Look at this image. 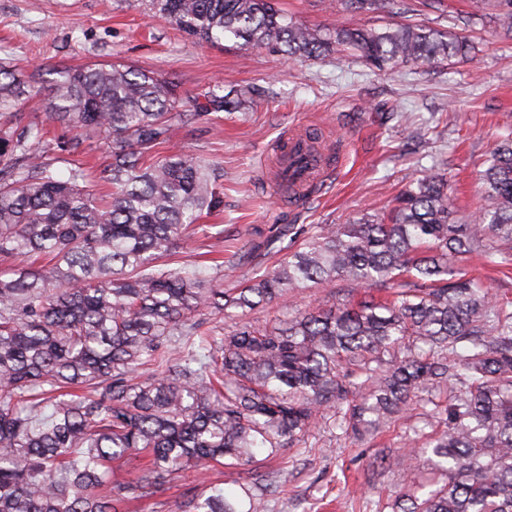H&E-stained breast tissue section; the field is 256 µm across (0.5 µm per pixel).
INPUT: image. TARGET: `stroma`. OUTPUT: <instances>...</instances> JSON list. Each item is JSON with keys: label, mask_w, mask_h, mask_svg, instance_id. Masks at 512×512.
<instances>
[{"label": "stroma", "mask_w": 512, "mask_h": 512, "mask_svg": "<svg viewBox=\"0 0 512 512\" xmlns=\"http://www.w3.org/2000/svg\"><path fill=\"white\" fill-rule=\"evenodd\" d=\"M294 21L310 27L351 22L339 0H279ZM474 58L414 71L368 68L355 58L287 60L267 50L227 41L188 38L164 20L148 16L141 0H0V62L41 66L53 80L59 66L121 61L179 83L202 97L216 84L249 90L254 105L239 112L210 110L204 123L176 131L164 153H192L218 164L223 210L204 217L224 236L218 256L236 262L217 274L222 288H237L283 259L282 241L301 247L306 234L325 224H348L364 213L382 214L393 199L430 168L451 179L461 220L484 205L479 173L495 144L512 133V34L494 11L475 17ZM317 132L331 173L299 201L275 178L273 161L289 133ZM349 287L310 286L287 306L266 305L242 319L212 316L231 334L240 323L256 327L287 322L299 311L327 308L347 299ZM449 392L418 393L386 431L361 440L343 434L334 412L293 447L278 455L257 451L250 465H218L181 472L163 494L126 501L122 512H182L183 493L201 480L236 490L267 484V512H392L401 491L424 497L443 478L427 457L411 467L380 466L378 458L402 454L414 423L430 419Z\"/></svg>", "instance_id": "1"}]
</instances>
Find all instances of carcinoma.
Returning a JSON list of instances; mask_svg holds the SVG:
<instances>
[{"label": "carcinoma", "mask_w": 512, "mask_h": 512, "mask_svg": "<svg viewBox=\"0 0 512 512\" xmlns=\"http://www.w3.org/2000/svg\"><path fill=\"white\" fill-rule=\"evenodd\" d=\"M342 4L353 16L411 11L405 0ZM148 6L191 38L288 58L354 55L379 71H418L476 54L468 36L410 20L312 28L274 0ZM496 7L512 33V0ZM56 74L45 112L70 137L43 147L38 124L13 127L21 88L42 93L41 68L22 79L0 65V261L49 263L0 274V512H119L132 495L165 491L190 463L274 455L332 408H346L344 431L378 433L413 394L443 384L454 389L437 411L445 429L409 430L412 441L427 439L447 480L401 512H512V311L457 267L474 253L512 265V136L486 160L487 205L469 223H454L450 178L431 168L386 216L325 225L231 292L194 263L171 266L201 215L223 203L216 165L159 153L178 128L204 119L203 108L177 84L124 64ZM222 90L214 85L209 101L249 106L244 92ZM94 138L111 159L101 172L107 201L75 159ZM59 161L69 164L65 178ZM339 280L353 292L390 281L400 291L230 336L206 318ZM409 338L428 355H395ZM114 463L136 479H117ZM266 496L263 485L229 496L203 481L185 512H266Z\"/></svg>", "instance_id": "1"}]
</instances>
